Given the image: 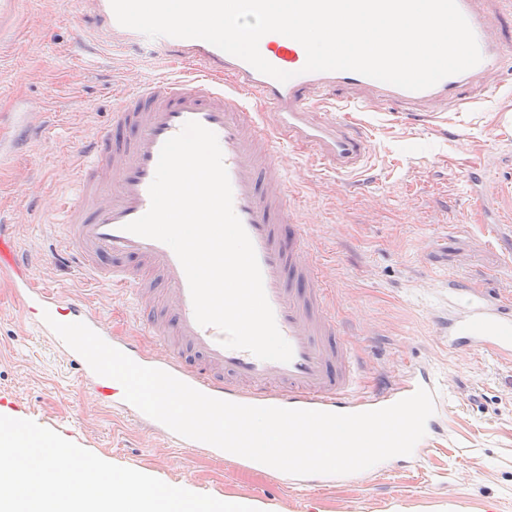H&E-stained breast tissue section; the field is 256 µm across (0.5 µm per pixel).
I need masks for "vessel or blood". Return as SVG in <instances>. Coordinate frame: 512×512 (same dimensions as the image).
Segmentation results:
<instances>
[{"label":"vessel or blood","mask_w":512,"mask_h":512,"mask_svg":"<svg viewBox=\"0 0 512 512\" xmlns=\"http://www.w3.org/2000/svg\"><path fill=\"white\" fill-rule=\"evenodd\" d=\"M84 21L110 39H135L138 31L120 25L110 0H80ZM482 55L475 67L445 77L422 91H409L351 72H304L306 52L294 39L264 35L261 55L289 72L287 82L258 72L241 58L201 39L159 37L180 60L191 64L187 77L166 76L124 92L108 125L76 152L75 188L57 205L63 233L52 249L55 260L73 265L95 284L131 298L134 320L145 338L112 336L90 301L63 291L36 287L27 260L17 250L8 225H0V279L8 281L17 307L35 315V328L68 363L76 364L96 395L114 410L133 417L146 430L175 448H198V441L171 431L124 399L122 385L95 374L44 322L50 312L63 323L81 321L108 344L138 364L163 369L201 392L245 405L362 412L382 408L423 387L437 391L421 365L397 380L381 379L371 392L361 391V359L351 350L346 328L325 303V284L297 210L288 201V183L275 153L281 144L302 148L324 171L350 173L368 156L366 134L352 115L382 105H402L422 121L468 102L467 92L496 77L504 49L512 42V0H457ZM349 90L356 101L341 118H317L318 94ZM195 121L218 137L233 191L234 210L254 246L264 289L277 327L290 343V362L265 361L241 349L221 345V332L199 325L184 269L166 244L125 231V224L145 214L149 186L162 145L182 126ZM472 196L489 211L512 195V188L471 185ZM449 287L454 306L448 314L451 353L493 347L512 352V310L471 294L460 301ZM284 487H327L331 475L296 477L270 469Z\"/></svg>","instance_id":"obj_1"}]
</instances>
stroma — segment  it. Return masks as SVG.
Instances as JSON below:
<instances>
[{
  "instance_id": "obj_1",
  "label": "stroma",
  "mask_w": 512,
  "mask_h": 512,
  "mask_svg": "<svg viewBox=\"0 0 512 512\" xmlns=\"http://www.w3.org/2000/svg\"><path fill=\"white\" fill-rule=\"evenodd\" d=\"M68 0H18L0 25V139L16 135L13 112L32 107L37 135L0 171V207L36 286L66 288L103 308L118 335L137 330L131 305L91 286L46 251L58 215L29 207L72 189V160L110 117L116 91L158 76L184 77L148 42L112 47L79 29ZM465 111L429 124L406 115L357 113L370 141L362 171H318L297 150L278 154L290 202L305 221L329 305L351 325L365 363L360 386L431 369L445 397L444 436L415 464H383L364 487L300 492L264 472L206 450L169 447L103 406L74 366L62 361L0 282V415L30 419L110 463L259 512H512V359L478 350L453 354L443 322L448 284L476 288L512 305V223L484 224L466 174L480 165L491 185L512 180V47L493 92L473 89Z\"/></svg>"
}]
</instances>
